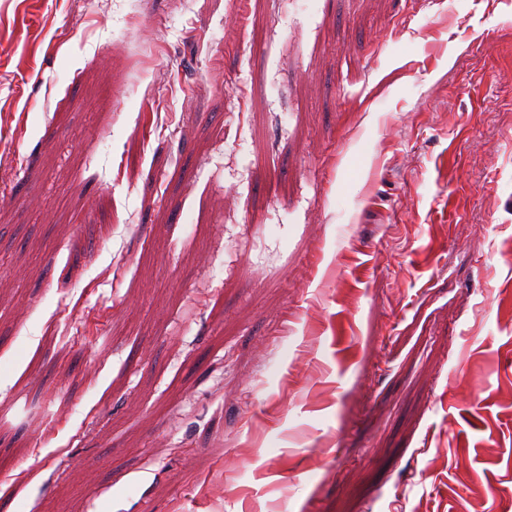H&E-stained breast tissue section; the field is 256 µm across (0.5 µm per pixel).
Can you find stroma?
<instances>
[{
	"label": "stroma",
	"mask_w": 512,
	"mask_h": 512,
	"mask_svg": "<svg viewBox=\"0 0 512 512\" xmlns=\"http://www.w3.org/2000/svg\"><path fill=\"white\" fill-rule=\"evenodd\" d=\"M477 490L512 512V0H0V512Z\"/></svg>",
	"instance_id": "1"
}]
</instances>
